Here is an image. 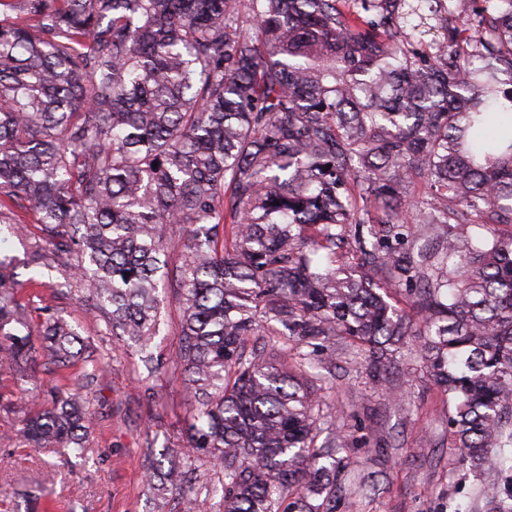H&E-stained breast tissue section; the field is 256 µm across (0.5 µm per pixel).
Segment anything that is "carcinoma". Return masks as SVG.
<instances>
[{
	"mask_svg": "<svg viewBox=\"0 0 512 512\" xmlns=\"http://www.w3.org/2000/svg\"><path fill=\"white\" fill-rule=\"evenodd\" d=\"M15 205L39 229L27 282L60 266L103 334L179 370L191 451L145 444L183 512H320L336 486L319 364L259 331L376 370L421 337L482 512H512V0H0V224ZM474 216L475 247L453 231ZM21 284L0 258V376L92 364L20 416L25 446L80 457L105 354L50 305L31 328ZM180 317L181 311L177 301L174 298H170L166 311V323L162 326L160 335L156 339L158 347H160L167 356L174 354L179 348Z\"/></svg>",
	"mask_w": 512,
	"mask_h": 512,
	"instance_id": "1",
	"label": "carcinoma"
}]
</instances>
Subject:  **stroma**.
<instances>
[{"label": "stroma", "mask_w": 512, "mask_h": 512, "mask_svg": "<svg viewBox=\"0 0 512 512\" xmlns=\"http://www.w3.org/2000/svg\"><path fill=\"white\" fill-rule=\"evenodd\" d=\"M64 284L61 274H46L42 287L23 289L21 299L33 322H40L41 306L53 304L108 353L92 386L95 426L77 458L23 447L15 439L16 409H0V512H26L32 493L50 512H180L177 495L162 500L146 485L144 438L185 447L187 392L166 374L146 382L138 359L101 335L88 303L50 299ZM316 357L329 364L317 394L324 416L336 419L341 461L331 512H474L478 482L449 436L448 398L422 368L414 343L392 352L378 373L342 343ZM148 384L151 400L143 395Z\"/></svg>", "instance_id": "stroma-1"}]
</instances>
